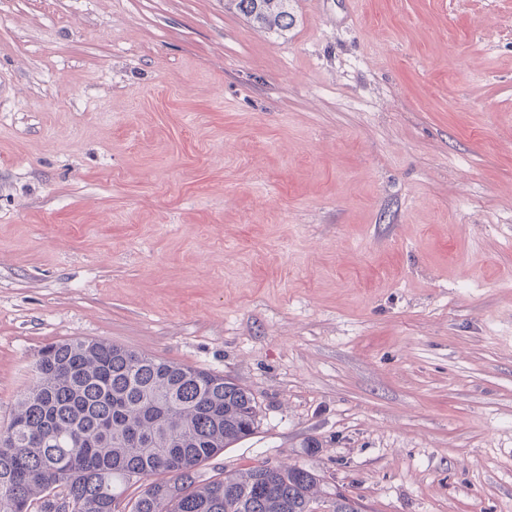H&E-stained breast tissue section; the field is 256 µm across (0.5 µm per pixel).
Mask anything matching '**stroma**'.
I'll use <instances>...</instances> for the list:
<instances>
[{
  "instance_id": "35a3bbf8",
  "label": "stroma",
  "mask_w": 512,
  "mask_h": 512,
  "mask_svg": "<svg viewBox=\"0 0 512 512\" xmlns=\"http://www.w3.org/2000/svg\"><path fill=\"white\" fill-rule=\"evenodd\" d=\"M0 0V427L39 351L231 378L203 468L512 512V0ZM235 2V7L244 15L253 19L258 24L269 30H288L292 23L291 14L288 11L290 0H230Z\"/></svg>"
}]
</instances>
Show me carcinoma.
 Masks as SVG:
<instances>
[{
	"label": "carcinoma",
	"instance_id": "cac0c4a2",
	"mask_svg": "<svg viewBox=\"0 0 512 512\" xmlns=\"http://www.w3.org/2000/svg\"><path fill=\"white\" fill-rule=\"evenodd\" d=\"M233 2L270 30L292 23L289 0ZM258 424L251 391L220 374L103 340L49 344L0 429V512H118L139 482L131 512H358L301 467L201 478Z\"/></svg>",
	"mask_w": 512,
	"mask_h": 512
}]
</instances>
